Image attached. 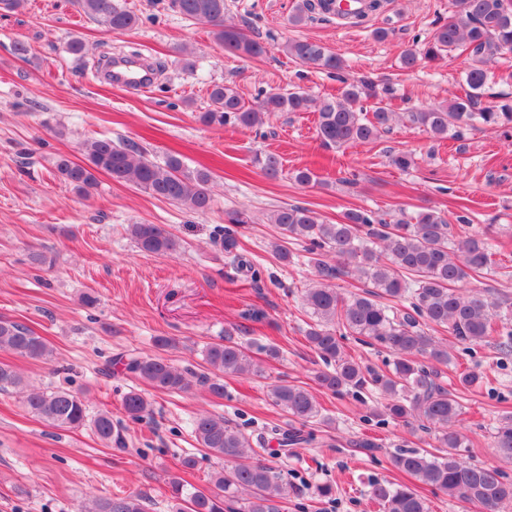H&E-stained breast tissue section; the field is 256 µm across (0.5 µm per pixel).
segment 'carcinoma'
<instances>
[{"mask_svg": "<svg viewBox=\"0 0 512 512\" xmlns=\"http://www.w3.org/2000/svg\"><path fill=\"white\" fill-rule=\"evenodd\" d=\"M336 0H299L288 25L299 28L314 19L316 12L331 14ZM81 11L101 23L107 31L122 33L140 22L136 11L120 0H77ZM171 8L185 18L213 27L214 40L224 51L243 58H258L265 45L248 36L227 19L226 0H170ZM456 12L434 29L423 46L411 45L400 55V67L412 72L425 63H435L447 52L465 57L464 82L469 91L446 104L414 107L398 113L389 107L394 88L368 74L349 76L345 62L318 42L288 38L282 51L301 65L336 75L339 94L315 102L304 90L261 94L253 104L245 102L231 84H215L209 92L211 108L202 113L206 125H230L258 131L276 112L318 113L316 133L325 147L341 148L377 140L391 130L395 121H407L424 129L436 140L457 139L479 123L512 128V102L486 105L482 90L489 81L487 65L504 50H512V0H455ZM87 162L79 164L59 157V176L76 192L86 195L97 184V174L113 181L143 189L159 200L177 203L194 212L211 206L206 185L211 176L204 170L190 173L176 157L159 165L133 146L120 145L110 138L83 144ZM268 177L279 174L281 161L272 153L256 158ZM227 227L221 237L225 251L237 248L235 226L251 222L244 211L224 214ZM279 237L271 247L285 265L294 262V245H304V258L315 281L304 291L303 305L310 313L305 339L325 364L317 373L318 387L331 394L344 391L363 395L379 393L383 402L376 411L407 424L417 422L434 435L436 452L406 449L392 457L393 466L418 483L467 503L480 512H499L512 503V482L504 480L495 466H472L461 458L469 439L459 426L463 405L448 390L442 367L452 361L447 332L461 343L478 345L493 331L495 304L482 295L463 294L460 283L480 277L491 266V246L477 234L454 236L440 211L425 209L414 221H386L373 211L349 210L336 224H328L308 208L282 207L270 216ZM128 233L144 253L172 255L180 248L175 235L159 224H131ZM350 277L366 284L367 290L345 296L336 282ZM234 327L224 330V340L207 344L202 350L205 371L179 368L159 355L120 353L113 362L127 374L155 391L183 393L194 385L216 398L224 397V376L262 375L261 366L250 354L251 344L236 336ZM388 350L393 360L388 370L362 365L345 352L347 337ZM0 351L32 360L48 362L54 350L50 343L28 326L0 319ZM483 382L477 369L459 373L465 389ZM16 389L22 394L25 410L43 422L63 429L90 427L93 435L110 447L124 445L122 429L112 420V412L102 410L89 417L83 392L69 388L39 391L24 386L20 374L0 363V390ZM271 403L301 426L320 421L319 403L304 386L279 380L270 386ZM127 417L138 421L149 415L151 402L138 390L123 399ZM192 433L198 446L224 463L214 471L206 488H187L183 480L169 481L175 512H224V506L240 501L243 512H279V503L288 498V483L281 471L259 459L266 447L263 435L251 436L220 416L200 413ZM492 447L512 461V414L498 418L492 430ZM310 440L302 430L279 433L284 448ZM370 498L384 512H429L428 503L415 486L375 483ZM83 512H146L138 494H113L92 500Z\"/></svg>", "mask_w": 512, "mask_h": 512, "instance_id": "cac0c4a2", "label": "carcinoma"}]
</instances>
